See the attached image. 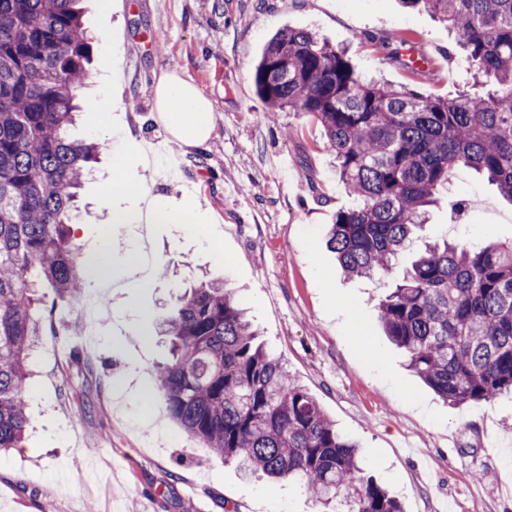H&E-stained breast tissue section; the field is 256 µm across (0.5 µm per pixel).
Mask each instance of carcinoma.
Returning <instances> with one entry per match:
<instances>
[{"mask_svg": "<svg viewBox=\"0 0 512 512\" xmlns=\"http://www.w3.org/2000/svg\"><path fill=\"white\" fill-rule=\"evenodd\" d=\"M79 0H0V451L21 443L29 360L41 336L40 289L71 304L87 257L72 245L78 191L101 142L70 135L92 37ZM447 23L479 91L443 98L359 74L347 52L303 29L276 32L254 71L267 118L314 117L354 206L336 212L328 245L349 277H383L432 206L469 168L512 204V0H404ZM385 335L441 399L512 393V241L425 245L379 304ZM170 357L155 381L168 415L251 474L304 483L340 512H403L364 475L358 445L255 332L225 280L177 296L162 319Z\"/></svg>", "mask_w": 512, "mask_h": 512, "instance_id": "obj_1", "label": "carcinoma"}]
</instances>
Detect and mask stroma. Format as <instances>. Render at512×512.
I'll list each match as a JSON object with an SVG mask.
<instances>
[{
    "label": "stroma",
    "instance_id": "obj_1",
    "mask_svg": "<svg viewBox=\"0 0 512 512\" xmlns=\"http://www.w3.org/2000/svg\"><path fill=\"white\" fill-rule=\"evenodd\" d=\"M98 2L82 3L94 63L73 134L107 148L84 182L73 240L89 256L111 240L114 286L102 332L85 344L75 338V308L46 291L30 361L31 425L21 448L0 455V512H318L299 483L245 478L166 413L154 385V367L168 357L159 323L204 277L229 281L267 352L363 447L367 475L406 512H512V395L442 401L407 369L378 318L380 299L425 244L512 239V204L459 171L462 215L431 208L388 275L347 277L327 240L351 200L324 131L300 112L268 120L254 87L264 45L291 27L346 48L364 76L450 96L473 81L446 25L402 0H112L107 12ZM394 36L424 58L422 68L389 62L381 41ZM170 74L211 101V137L179 148L176 173L134 162L123 174L172 209L194 199L211 221L199 232L181 221L153 225V262L167 274L147 281L133 261L136 225L112 221L113 209L141 202L112 195L108 183L118 158L173 145L155 116V88ZM108 94L119 107L94 112Z\"/></svg>",
    "mask_w": 512,
    "mask_h": 512
}]
</instances>
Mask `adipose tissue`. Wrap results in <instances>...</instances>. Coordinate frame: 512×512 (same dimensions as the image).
<instances>
[{"instance_id": "ef3b65f1", "label": "adipose tissue", "mask_w": 512, "mask_h": 512, "mask_svg": "<svg viewBox=\"0 0 512 512\" xmlns=\"http://www.w3.org/2000/svg\"><path fill=\"white\" fill-rule=\"evenodd\" d=\"M155 102L175 139L187 147L204 144L214 127L211 102L187 80L171 75L160 80Z\"/></svg>"}]
</instances>
